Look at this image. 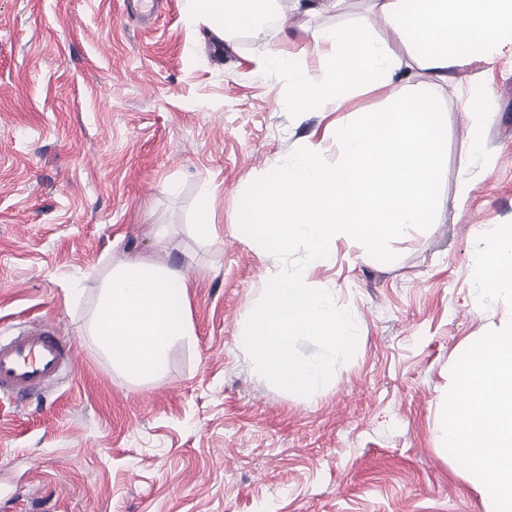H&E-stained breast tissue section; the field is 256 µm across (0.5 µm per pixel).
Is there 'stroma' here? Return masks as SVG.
<instances>
[{"label":"stroma","mask_w":512,"mask_h":512,"mask_svg":"<svg viewBox=\"0 0 512 512\" xmlns=\"http://www.w3.org/2000/svg\"><path fill=\"white\" fill-rule=\"evenodd\" d=\"M157 2L151 17L124 0H0V336L39 324L75 346L47 389L0 400V512H486L441 421L461 348L512 329V296L472 292L476 251L512 225V59L464 67L491 88L482 155L462 119L469 88L434 89L448 141L433 223L376 252L338 239L334 263L305 268L360 326L352 357L306 398L267 383L243 348L284 264L238 217L305 140L336 164L337 128L382 96L302 112L289 73L261 61L283 44L323 83L313 36L345 23L410 50L364 0L228 41L185 0ZM206 198L210 236L195 226ZM159 224L175 249L157 244ZM126 260L198 282L195 338L150 381L126 378L89 333L102 279Z\"/></svg>","instance_id":"stroma-1"}]
</instances>
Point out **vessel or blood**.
Segmentation results:
<instances>
[{"label":"vessel or blood","mask_w":512,"mask_h":512,"mask_svg":"<svg viewBox=\"0 0 512 512\" xmlns=\"http://www.w3.org/2000/svg\"><path fill=\"white\" fill-rule=\"evenodd\" d=\"M74 355L70 339L44 326L0 342V395L23 397L42 389Z\"/></svg>","instance_id":"b4317fda"}]
</instances>
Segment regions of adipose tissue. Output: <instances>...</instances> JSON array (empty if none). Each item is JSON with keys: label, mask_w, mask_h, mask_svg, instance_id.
<instances>
[{"label": "adipose tissue", "mask_w": 512, "mask_h": 512, "mask_svg": "<svg viewBox=\"0 0 512 512\" xmlns=\"http://www.w3.org/2000/svg\"><path fill=\"white\" fill-rule=\"evenodd\" d=\"M192 21L220 36L287 25L307 0H188ZM370 15L404 36L413 54L403 60L365 24L324 29L331 79L309 84L295 75L298 109L330 112L356 92H380L382 109L357 115L338 131L340 161L325 164L317 144L271 178L258 208L244 209L239 228L284 251L304 237L313 259H336L344 237L378 249L407 226L434 218L437 168L448 126L432 87L466 83L461 66H491L512 57V0H367ZM475 291L512 296V226L490 234L475 255ZM195 282L179 270L120 263L104 279L90 332L131 379L159 371L168 346L192 339L189 292ZM456 392L443 410L442 440L477 481L487 512H512V331L485 336L454 364Z\"/></svg>", "instance_id": "1"}]
</instances>
